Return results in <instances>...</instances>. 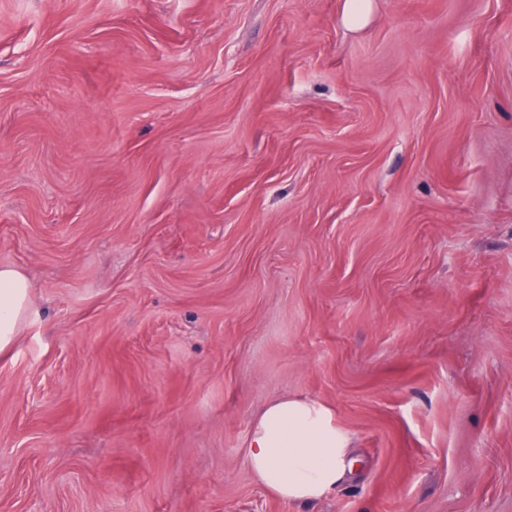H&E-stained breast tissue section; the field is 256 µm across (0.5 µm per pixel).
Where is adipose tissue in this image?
Instances as JSON below:
<instances>
[{
	"label": "adipose tissue",
	"instance_id": "1",
	"mask_svg": "<svg viewBox=\"0 0 512 512\" xmlns=\"http://www.w3.org/2000/svg\"><path fill=\"white\" fill-rule=\"evenodd\" d=\"M30 294L22 272L0 267V350L13 341ZM247 463L256 480L285 501L320 499L353 468L349 440L337 432L329 411L301 399L276 400L260 412Z\"/></svg>",
	"mask_w": 512,
	"mask_h": 512
}]
</instances>
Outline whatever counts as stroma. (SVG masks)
<instances>
[{"mask_svg": "<svg viewBox=\"0 0 512 512\" xmlns=\"http://www.w3.org/2000/svg\"><path fill=\"white\" fill-rule=\"evenodd\" d=\"M343 2L0 0V512H512V0ZM371 2L369 0H345L342 20L350 26L364 24L370 15ZM31 283L19 270L0 267V350L11 344L30 307ZM349 439L329 411L301 399L269 403L252 427L247 463L256 480L285 501L324 497L352 472Z\"/></svg>", "mask_w": 512, "mask_h": 512, "instance_id": "stroma-1", "label": "stroma"}]
</instances>
